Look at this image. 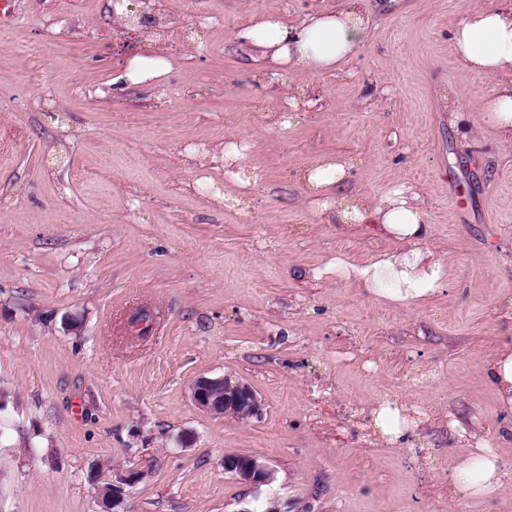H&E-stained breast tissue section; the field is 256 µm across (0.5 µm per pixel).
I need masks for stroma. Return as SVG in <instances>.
I'll use <instances>...</instances> for the list:
<instances>
[{
  "label": "stroma",
  "mask_w": 512,
  "mask_h": 512,
  "mask_svg": "<svg viewBox=\"0 0 512 512\" xmlns=\"http://www.w3.org/2000/svg\"><path fill=\"white\" fill-rule=\"evenodd\" d=\"M0 19V512H512V411L486 376L512 340V146L451 29L512 0H359L370 20L333 73L267 75L238 34L341 0H161L164 34L112 0H14ZM166 55L162 78L123 82ZM462 95L453 116L450 91ZM243 149L240 192L224 148ZM349 161L348 190H404L427 213L444 284L395 303L346 278L402 246L307 205L302 171ZM140 309L147 336L125 333ZM79 333L68 332L69 317ZM250 385L247 420L194 405L201 377ZM412 410L406 441L374 426ZM478 448L507 476L492 504L451 496ZM275 471L253 494L227 453ZM166 65V61L158 56H137L130 61L125 76L131 84H140L162 75Z\"/></svg>",
  "instance_id": "obj_1"
}]
</instances>
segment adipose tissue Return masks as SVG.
Returning a JSON list of instances; mask_svg holds the SVG:
<instances>
[{
    "label": "adipose tissue",
    "instance_id": "obj_1",
    "mask_svg": "<svg viewBox=\"0 0 512 512\" xmlns=\"http://www.w3.org/2000/svg\"><path fill=\"white\" fill-rule=\"evenodd\" d=\"M368 24L358 0H342L338 8L312 13L298 25L286 24L278 13H265L244 28L239 38L286 71L329 73L359 49ZM452 41L466 70L498 77L486 110L501 143L512 145V10L470 9L454 29ZM345 174L341 162L307 168L303 177L309 187L310 208L331 213L340 223L382 224L406 246L405 251L380 255L364 265L344 264L346 276L369 292L396 302L416 303L436 292L442 264L430 258L425 248L426 213L416 196L395 191L374 203L345 193ZM503 476L498 457H470L450 474L448 487L454 496L483 499L500 491Z\"/></svg>",
    "mask_w": 512,
    "mask_h": 512
}]
</instances>
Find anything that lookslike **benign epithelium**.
Segmentation results:
<instances>
[{
	"instance_id": "7a95c632",
	"label": "benign epithelium",
	"mask_w": 512,
	"mask_h": 512,
	"mask_svg": "<svg viewBox=\"0 0 512 512\" xmlns=\"http://www.w3.org/2000/svg\"><path fill=\"white\" fill-rule=\"evenodd\" d=\"M192 399L198 409L212 415L248 419L261 411V402L252 387L224 377L197 379L192 387ZM224 471L253 492L275 480L271 467L240 453L224 455Z\"/></svg>"
}]
</instances>
